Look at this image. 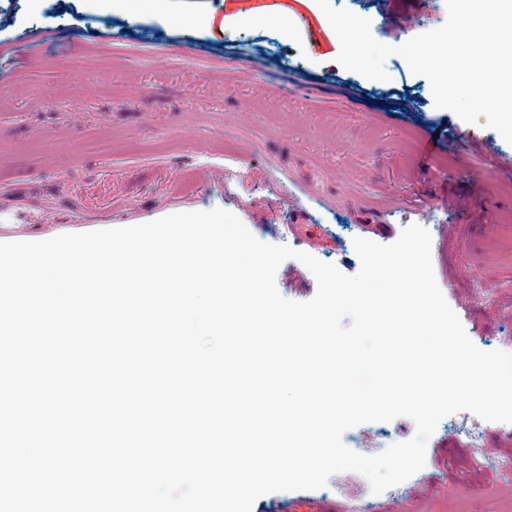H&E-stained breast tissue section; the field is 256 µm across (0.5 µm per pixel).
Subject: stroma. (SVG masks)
Masks as SVG:
<instances>
[{
    "instance_id": "35a3bbf8",
    "label": "stroma",
    "mask_w": 512,
    "mask_h": 512,
    "mask_svg": "<svg viewBox=\"0 0 512 512\" xmlns=\"http://www.w3.org/2000/svg\"><path fill=\"white\" fill-rule=\"evenodd\" d=\"M330 3L369 19L382 43L407 40L393 0ZM132 5L130 23L97 0H0V199L44 217L1 239L221 208L258 241L352 275L354 238L390 244L417 224L468 337L512 352V145L485 120L436 108L429 81L401 56L385 60L384 81L344 69L315 0ZM204 165L209 175H199ZM276 286L297 302L317 292L294 259ZM414 434L399 417L353 427L343 441L376 455ZM509 455L499 423L474 434L454 413L428 440L423 470L394 490L331 482L265 494L253 512H485V491L501 478L493 462Z\"/></svg>"
}]
</instances>
